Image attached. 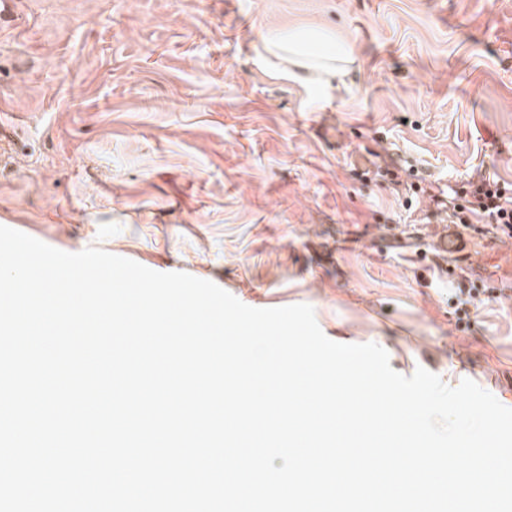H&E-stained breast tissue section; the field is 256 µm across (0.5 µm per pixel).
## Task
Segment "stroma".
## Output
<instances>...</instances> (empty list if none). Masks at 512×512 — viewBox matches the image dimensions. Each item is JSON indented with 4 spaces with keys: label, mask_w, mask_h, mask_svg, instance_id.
<instances>
[{
    "label": "stroma",
    "mask_w": 512,
    "mask_h": 512,
    "mask_svg": "<svg viewBox=\"0 0 512 512\" xmlns=\"http://www.w3.org/2000/svg\"><path fill=\"white\" fill-rule=\"evenodd\" d=\"M288 34L351 54L343 84L267 52ZM0 123L1 226L309 304L332 341L512 408V239L478 223L453 274L429 246L433 194L512 182V0H18Z\"/></svg>",
    "instance_id": "1"
}]
</instances>
